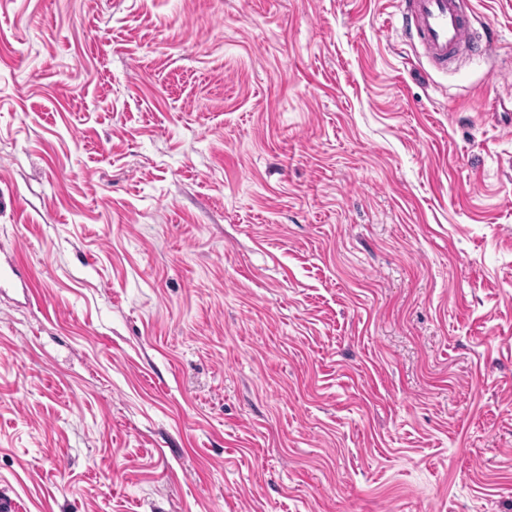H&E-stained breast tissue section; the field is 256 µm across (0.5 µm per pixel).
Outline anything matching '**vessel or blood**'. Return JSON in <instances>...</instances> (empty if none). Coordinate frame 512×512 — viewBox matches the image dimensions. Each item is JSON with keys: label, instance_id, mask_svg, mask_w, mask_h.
<instances>
[{"label": "vessel or blood", "instance_id": "vessel-or-blood-1", "mask_svg": "<svg viewBox=\"0 0 512 512\" xmlns=\"http://www.w3.org/2000/svg\"><path fill=\"white\" fill-rule=\"evenodd\" d=\"M402 25L418 38L428 57L440 67L464 52L478 53L470 19L460 0H397Z\"/></svg>", "mask_w": 512, "mask_h": 512}]
</instances>
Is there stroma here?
<instances>
[{
    "instance_id": "obj_1",
    "label": "stroma",
    "mask_w": 512,
    "mask_h": 512,
    "mask_svg": "<svg viewBox=\"0 0 512 512\" xmlns=\"http://www.w3.org/2000/svg\"><path fill=\"white\" fill-rule=\"evenodd\" d=\"M0 0V496L512 512V0ZM402 26L418 38L428 57L442 68L464 52L479 53L493 40L472 41L469 16L460 0H397Z\"/></svg>"
}]
</instances>
